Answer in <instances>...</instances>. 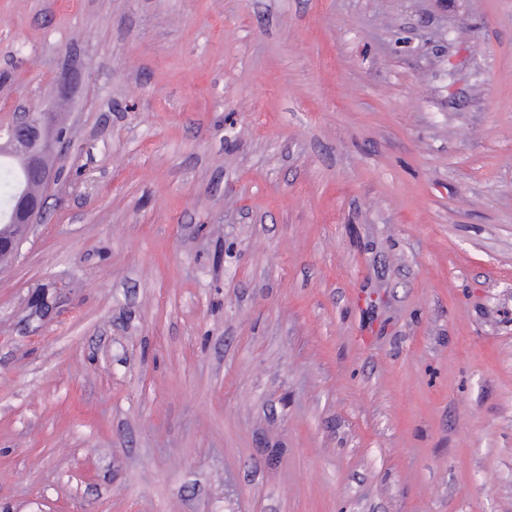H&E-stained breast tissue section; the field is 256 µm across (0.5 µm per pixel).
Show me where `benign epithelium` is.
<instances>
[{
    "label": "benign epithelium",
    "instance_id": "1",
    "mask_svg": "<svg viewBox=\"0 0 512 512\" xmlns=\"http://www.w3.org/2000/svg\"><path fill=\"white\" fill-rule=\"evenodd\" d=\"M67 91L49 108L17 112L0 126V154L20 163L21 181L0 226V259L17 253L22 232L39 223L45 213L47 192L59 182L46 159L68 150L69 139L60 121Z\"/></svg>",
    "mask_w": 512,
    "mask_h": 512
}]
</instances>
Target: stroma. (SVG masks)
<instances>
[{"label": "stroma", "instance_id": "1", "mask_svg": "<svg viewBox=\"0 0 512 512\" xmlns=\"http://www.w3.org/2000/svg\"><path fill=\"white\" fill-rule=\"evenodd\" d=\"M63 79L0 512H512V0H0Z\"/></svg>", "mask_w": 512, "mask_h": 512}]
</instances>
